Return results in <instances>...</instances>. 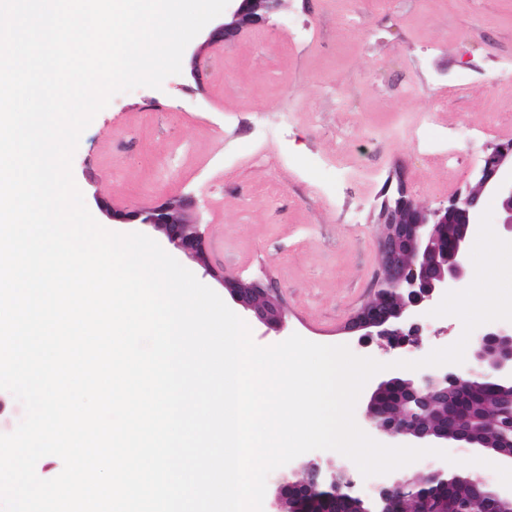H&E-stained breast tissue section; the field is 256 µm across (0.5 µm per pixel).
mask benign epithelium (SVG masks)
I'll list each match as a JSON object with an SVG mask.
<instances>
[{"mask_svg":"<svg viewBox=\"0 0 512 512\" xmlns=\"http://www.w3.org/2000/svg\"><path fill=\"white\" fill-rule=\"evenodd\" d=\"M284 0H229L216 19L186 49L190 74L200 80L202 56L219 45H231L244 33L272 21ZM398 197L381 203V264L383 279L375 297L353 318L350 329L387 337L395 347L410 343L418 331L415 316L463 283L469 272V245L487 198L497 201L501 224L512 233V140L492 143L465 189L435 206L420 203L398 176ZM98 209L114 223L144 224L170 245L210 272L224 293L244 313L280 330L285 326L282 300L276 289L256 280L216 272L210 265L205 232L194 215V199L173 197L151 208L120 209L95 197ZM495 388L493 418L475 413L470 404L473 381ZM365 420L375 432L418 448H483L512 462V327L490 329L476 339L473 359L464 370L432 368L412 379L392 377L372 392ZM422 478L429 491L417 493L408 475L390 480L371 492L356 487L346 468L330 459H313L299 470H282L276 480L274 512H318L328 498V512L350 505L349 512H397V503L416 500V512H512V491H503L481 473L450 472L426 459ZM465 485L469 500L448 508L453 498L439 489Z\"/></svg>","mask_w":512,"mask_h":512,"instance_id":"7a95c632","label":"benign epithelium"}]
</instances>
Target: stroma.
<instances>
[{"instance_id":"1","label":"stroma","mask_w":512,"mask_h":512,"mask_svg":"<svg viewBox=\"0 0 512 512\" xmlns=\"http://www.w3.org/2000/svg\"><path fill=\"white\" fill-rule=\"evenodd\" d=\"M320 30L292 41L300 28ZM208 74H186L161 89L115 95L82 133L72 160L87 208L95 196L145 207L194 196L210 261L244 277L270 276L284 305L277 332L250 322L261 346L292 334L345 345L385 368L364 386L358 426L389 363L416 361L455 343L454 316L425 315L409 346L343 326L374 295L381 274L378 215L389 177L402 172L425 203L452 195L488 144L512 140V0H288L275 26L245 34L203 59ZM455 127L436 113L458 74ZM480 128L473 140L454 128ZM443 138L454 170L426 160L412 128ZM135 149L114 154L112 143Z\"/></svg>"}]
</instances>
